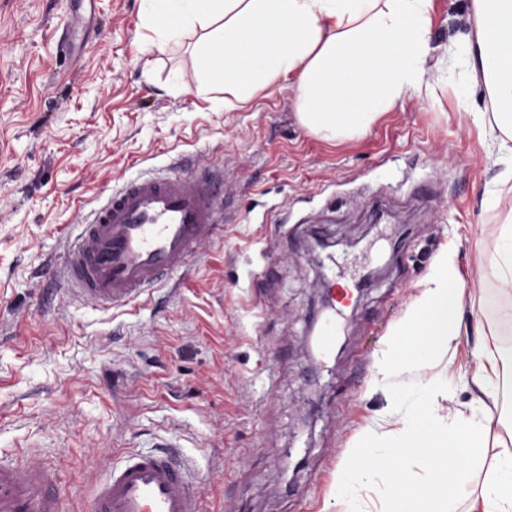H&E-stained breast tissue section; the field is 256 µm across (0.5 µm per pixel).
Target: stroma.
<instances>
[{
  "label": "stroma",
  "instance_id": "1",
  "mask_svg": "<svg viewBox=\"0 0 512 512\" xmlns=\"http://www.w3.org/2000/svg\"><path fill=\"white\" fill-rule=\"evenodd\" d=\"M469 3L431 2L428 97L327 141L299 123L291 79L230 106L205 91L194 38H162L143 0H95L77 65L57 48L68 0H0V457L57 468L62 512H86L124 454L161 445L205 512H383L380 476L341 493V460L420 390L470 405L449 362L512 346L496 278L512 184L473 122L489 99L460 61ZM209 166L230 206L185 274L120 308L66 295L65 242L113 185ZM315 234L335 242L320 271ZM447 247L483 295L464 344L374 386ZM335 282L349 297L324 304ZM318 319L335 323L332 351L309 349Z\"/></svg>",
  "mask_w": 512,
  "mask_h": 512
}]
</instances>
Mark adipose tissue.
<instances>
[{
	"label": "adipose tissue",
	"instance_id": "adipose-tissue-1",
	"mask_svg": "<svg viewBox=\"0 0 512 512\" xmlns=\"http://www.w3.org/2000/svg\"><path fill=\"white\" fill-rule=\"evenodd\" d=\"M149 24L166 36L198 33L195 64L207 85L237 100L290 76L304 126L328 140L368 131L379 114L408 90L420 88L430 53V0H145ZM473 29L464 65L488 88L490 111L475 123L512 160V0H471ZM498 318L512 329V224L499 229ZM473 300L447 254L409 305L396 334L403 348L375 366L391 377L410 359L427 361L462 340L461 316ZM459 374L472 384L471 406L449 417L435 404L398 420L397 453L358 452L342 460V479L384 471L390 490L385 512H455L479 448L484 447L499 381L512 376V348L472 351ZM420 463L414 472L412 463ZM468 512H512V436L499 445Z\"/></svg>",
	"mask_w": 512,
	"mask_h": 512
}]
</instances>
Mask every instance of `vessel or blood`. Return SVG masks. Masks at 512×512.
Wrapping results in <instances>:
<instances>
[{"label": "vessel or blood", "mask_w": 512, "mask_h": 512, "mask_svg": "<svg viewBox=\"0 0 512 512\" xmlns=\"http://www.w3.org/2000/svg\"><path fill=\"white\" fill-rule=\"evenodd\" d=\"M222 171L150 174L108 195L65 248L60 283L84 305L119 307L186 271L225 218ZM0 512H61L55 474L0 461ZM89 512H201L184 463L167 452H131L101 482Z\"/></svg>", "instance_id": "b4317fda"}]
</instances>
